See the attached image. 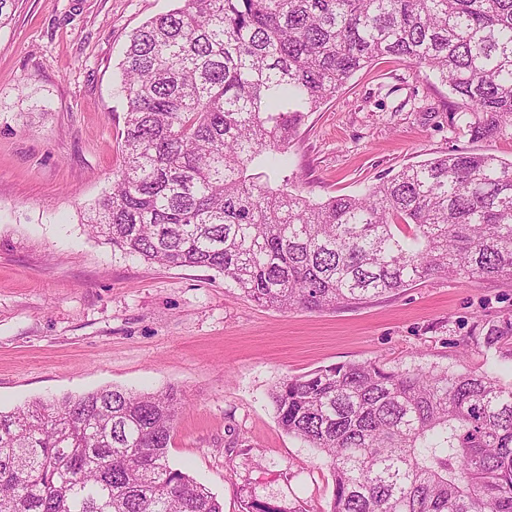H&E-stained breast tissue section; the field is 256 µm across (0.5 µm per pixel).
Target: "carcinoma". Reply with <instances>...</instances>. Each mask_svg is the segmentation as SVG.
Listing matches in <instances>:
<instances>
[{"label": "carcinoma", "instance_id": "cac0c4a2", "mask_svg": "<svg viewBox=\"0 0 512 512\" xmlns=\"http://www.w3.org/2000/svg\"><path fill=\"white\" fill-rule=\"evenodd\" d=\"M181 2L124 53V165L88 217L105 243L216 269L283 311L432 276L512 281V161L449 153L322 202L259 164L384 56L444 78L476 135L506 133L512 0ZM473 346L487 368L347 363L271 389L279 427L330 464V512H512V382L493 371L512 362V315ZM182 408L174 390L112 387L0 411V512H224L169 462Z\"/></svg>", "mask_w": 512, "mask_h": 512}]
</instances>
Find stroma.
<instances>
[{
    "label": "stroma",
    "mask_w": 512,
    "mask_h": 512,
    "mask_svg": "<svg viewBox=\"0 0 512 512\" xmlns=\"http://www.w3.org/2000/svg\"><path fill=\"white\" fill-rule=\"evenodd\" d=\"M178 0H17L0 25V410L105 386L177 390L169 459L224 512H328L326 461L278 426L283 378L381 361L452 367L485 320L512 315V282L433 277L328 312L256 304L205 267L112 250L84 220L123 165L120 61L131 33ZM429 70L386 57L311 113L287 153L294 189L359 195L380 177L460 151L512 159L476 136Z\"/></svg>",
    "instance_id": "35a3bbf8"
}]
</instances>
